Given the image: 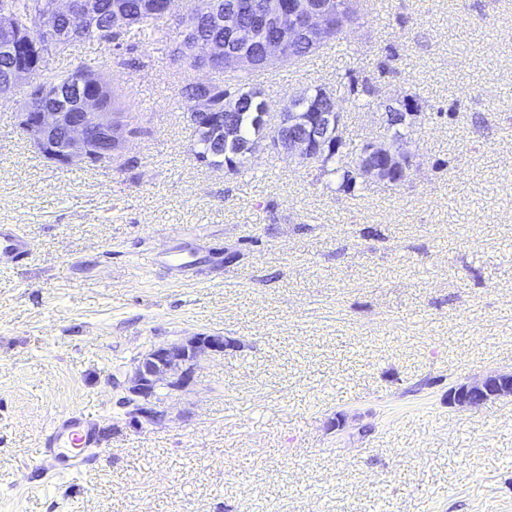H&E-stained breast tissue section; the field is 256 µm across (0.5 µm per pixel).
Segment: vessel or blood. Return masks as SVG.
I'll list each match as a JSON object with an SVG mask.
<instances>
[{"instance_id": "b4317fda", "label": "vessel or blood", "mask_w": 512, "mask_h": 512, "mask_svg": "<svg viewBox=\"0 0 512 512\" xmlns=\"http://www.w3.org/2000/svg\"><path fill=\"white\" fill-rule=\"evenodd\" d=\"M29 252L27 237L7 224L0 225V265L19 263ZM39 459L57 475H68L80 467L97 445L95 430L82 413L72 412L53 421L41 437Z\"/></svg>"}]
</instances>
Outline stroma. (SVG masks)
<instances>
[{"label": "stroma", "instance_id": "1", "mask_svg": "<svg viewBox=\"0 0 512 512\" xmlns=\"http://www.w3.org/2000/svg\"><path fill=\"white\" fill-rule=\"evenodd\" d=\"M367 11L344 48L255 82L271 128L347 73L417 96L401 186L345 193L270 151L238 176L198 161L180 88L220 74L175 59L170 15L136 51L86 41L45 64L121 81L134 132L112 162L56 167L20 130L21 97H0V224L31 242L0 266V512H512V399L448 401L512 371V0ZM339 108L350 146L390 139L353 96ZM199 333L236 346L132 427L117 383L133 358ZM74 411L97 448L70 475L37 469Z\"/></svg>", "mask_w": 512, "mask_h": 512}]
</instances>
